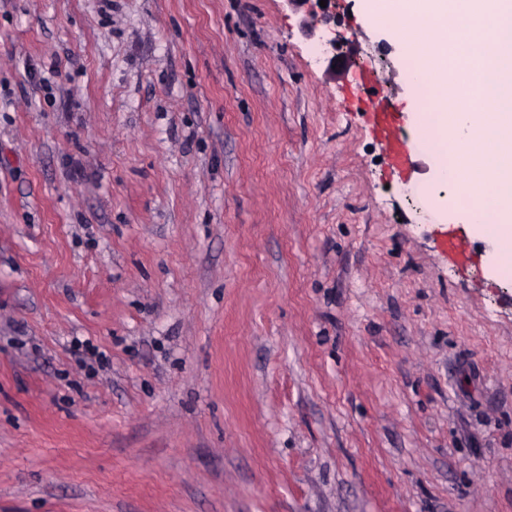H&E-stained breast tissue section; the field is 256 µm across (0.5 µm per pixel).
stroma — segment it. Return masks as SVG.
<instances>
[{
	"mask_svg": "<svg viewBox=\"0 0 512 512\" xmlns=\"http://www.w3.org/2000/svg\"><path fill=\"white\" fill-rule=\"evenodd\" d=\"M404 74L366 0H0V512H512V275ZM385 82L384 78L372 75L368 78V90L375 98L372 100V115L376 125L381 129L386 140L387 148L396 165H405L413 150V144L400 136L396 126V119L390 110V101L380 95V88Z\"/></svg>",
	"mask_w": 512,
	"mask_h": 512,
	"instance_id": "stroma-1",
	"label": "stroma"
}]
</instances>
